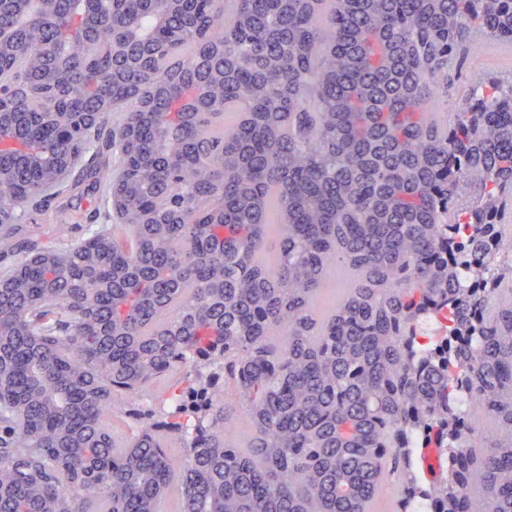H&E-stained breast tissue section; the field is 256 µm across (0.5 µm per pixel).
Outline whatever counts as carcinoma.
I'll use <instances>...</instances> for the list:
<instances>
[{"instance_id": "1", "label": "carcinoma", "mask_w": 512, "mask_h": 512, "mask_svg": "<svg viewBox=\"0 0 512 512\" xmlns=\"http://www.w3.org/2000/svg\"><path fill=\"white\" fill-rule=\"evenodd\" d=\"M62 10L64 50L86 15ZM122 20L154 37L133 3ZM110 35L74 65L76 103L129 108L70 149L115 155L109 184L88 162L75 184L114 193L116 223L68 247L0 223V275L22 268L0 295V512H161L176 476L181 512H371L390 479L402 512H512V81L481 76L450 126L436 111L477 46L512 44V0H212L139 99L104 84ZM204 60L229 64L221 112L182 106ZM27 79L23 56L0 70ZM22 124L0 157L55 150ZM28 194L62 191L33 174ZM146 210L172 223L125 222ZM433 315L448 339L426 353ZM177 370L163 419L132 409L118 435L123 397ZM241 405L243 445L224 439Z\"/></svg>"}]
</instances>
